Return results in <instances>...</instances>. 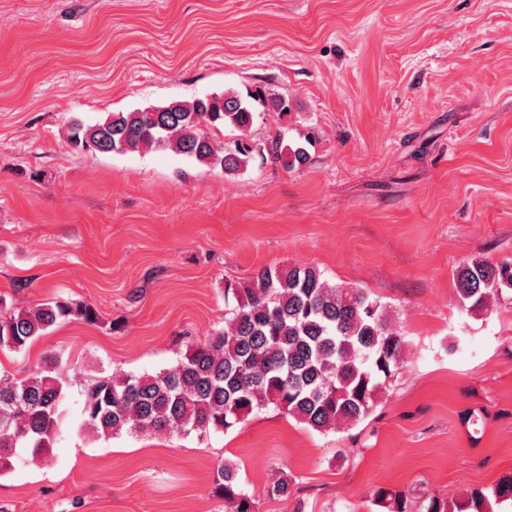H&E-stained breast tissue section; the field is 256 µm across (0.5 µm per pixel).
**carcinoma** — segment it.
Instances as JSON below:
<instances>
[{"instance_id": "obj_1", "label": "carcinoma", "mask_w": 512, "mask_h": 512, "mask_svg": "<svg viewBox=\"0 0 512 512\" xmlns=\"http://www.w3.org/2000/svg\"><path fill=\"white\" fill-rule=\"evenodd\" d=\"M227 89L193 100L112 112L94 124L72 123L70 142L86 151L127 153L165 148L226 175L247 168L256 147L250 99ZM230 127L240 138L226 144L213 130ZM262 154L285 169L309 160L304 146L277 129L266 135ZM455 288L468 312H486L501 288L512 289V262L472 260L457 267ZM235 305L224 329L187 346L183 356L155 374L93 378L85 387L81 429L96 438L123 433L160 435L224 431L253 411L274 406L305 427L326 432L369 417L386 383L399 369L405 336L392 326L385 306L359 288L332 285L314 265L265 266L244 283H228ZM94 318L90 307L64 300L31 308L4 307L0 298V350L23 351L70 317ZM49 357L21 378L0 376V473L21 451L43 458L61 436L67 383ZM238 466H217L214 493L231 512H251ZM273 500L295 495L283 474L266 487ZM388 512H495L512 501V477L490 492L476 489L463 501L423 503L402 492L376 493Z\"/></svg>"}]
</instances>
